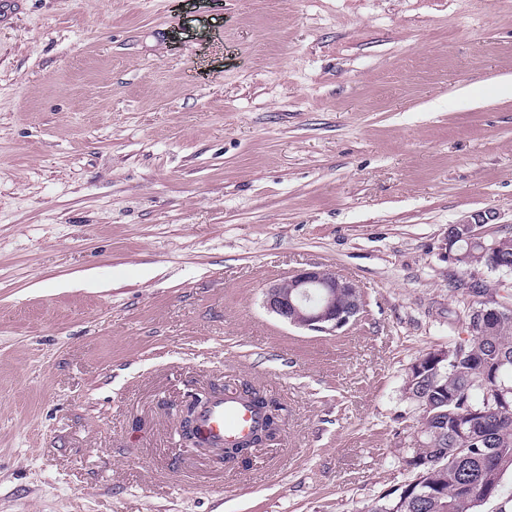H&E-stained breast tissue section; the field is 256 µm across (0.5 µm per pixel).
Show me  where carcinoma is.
<instances>
[{"label": "carcinoma", "instance_id": "1", "mask_svg": "<svg viewBox=\"0 0 512 512\" xmlns=\"http://www.w3.org/2000/svg\"><path fill=\"white\" fill-rule=\"evenodd\" d=\"M496 244L485 250L458 240L452 253H467L459 264L468 267L512 263V235ZM493 306L481 301L468 312V340L429 351L409 367L403 395L419 414L420 451L402 449L412 479L368 512H477L486 491L512 471V311L485 326L478 311ZM244 393L257 416L256 435L280 408L257 389Z\"/></svg>", "mask_w": 512, "mask_h": 512}]
</instances>
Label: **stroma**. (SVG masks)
Returning a JSON list of instances; mask_svg holds the SVG:
<instances>
[{
    "label": "stroma",
    "instance_id": "35a3bbf8",
    "mask_svg": "<svg viewBox=\"0 0 512 512\" xmlns=\"http://www.w3.org/2000/svg\"><path fill=\"white\" fill-rule=\"evenodd\" d=\"M512 0H0V512H366L407 483L410 365L512 275ZM325 266L364 307L281 322ZM282 410L250 464L182 447L190 394ZM488 220L489 218L485 217L483 214H475L465 216L455 224L466 227L467 231L464 237L468 242L482 244L486 248H489L492 246H488L487 244H492L496 241L498 246L496 250H491V248L485 250L481 245L469 246L465 240H458L454 244L452 253L460 254L469 251L466 258L457 262L468 267L483 265L494 270L493 264L495 262H502L505 266L501 270L495 271L507 273V266L512 262V235H503L491 241H484L482 229L488 223ZM336 291L349 300L345 311L336 306ZM361 287L321 266L297 271L263 291V306L283 322L333 335L348 325L363 307Z\"/></svg>",
    "mask_w": 512,
    "mask_h": 512
}]
</instances>
